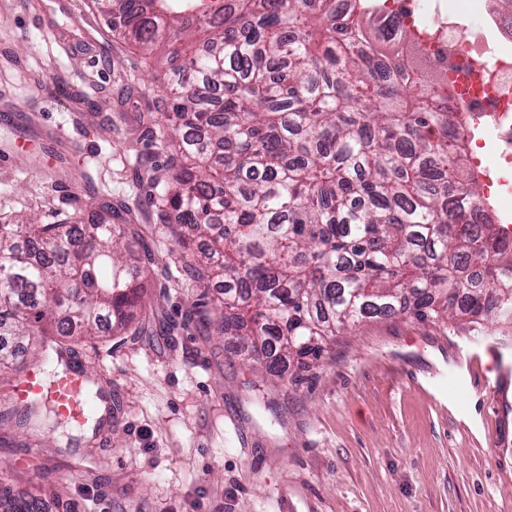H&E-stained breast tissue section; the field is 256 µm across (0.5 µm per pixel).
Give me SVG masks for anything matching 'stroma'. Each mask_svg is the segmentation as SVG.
I'll return each mask as SVG.
<instances>
[{
  "instance_id": "35a3bbf8",
  "label": "stroma",
  "mask_w": 512,
  "mask_h": 512,
  "mask_svg": "<svg viewBox=\"0 0 512 512\" xmlns=\"http://www.w3.org/2000/svg\"><path fill=\"white\" fill-rule=\"evenodd\" d=\"M160 72L97 0H0V224H88L122 202L157 258L150 335L108 332L72 356L101 376L111 422L12 428L0 478L48 512H512V405L464 366L491 338L511 354L512 327L370 320L276 387L201 323L219 304L183 279L134 174L164 154L147 124Z\"/></svg>"
}]
</instances>
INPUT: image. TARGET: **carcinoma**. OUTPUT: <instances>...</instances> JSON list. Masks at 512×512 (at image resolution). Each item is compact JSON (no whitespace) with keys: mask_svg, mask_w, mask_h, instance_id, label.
<instances>
[{"mask_svg":"<svg viewBox=\"0 0 512 512\" xmlns=\"http://www.w3.org/2000/svg\"><path fill=\"white\" fill-rule=\"evenodd\" d=\"M105 0L112 30L165 49L169 152L149 186L175 222L184 275L210 288L216 333L252 341L269 376L305 370L367 318L512 322V249L490 233L476 179L463 180V127L394 68L366 0ZM123 204L95 224H0V337H34L69 368L70 344L140 336L155 263L135 251ZM209 244L195 249V239ZM38 435L57 420L34 403L0 413ZM0 485V512H43Z\"/></svg>","mask_w":512,"mask_h":512,"instance_id":"1","label":"carcinoma"}]
</instances>
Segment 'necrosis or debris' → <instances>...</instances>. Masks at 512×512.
Returning a JSON list of instances; mask_svg holds the SVG:
<instances>
[{
  "label": "necrosis or debris",
  "mask_w": 512,
  "mask_h": 512,
  "mask_svg": "<svg viewBox=\"0 0 512 512\" xmlns=\"http://www.w3.org/2000/svg\"><path fill=\"white\" fill-rule=\"evenodd\" d=\"M478 14L483 30L475 33L446 0H384L380 12L410 30V38L391 42L388 55L400 64L422 60L439 109L460 110L461 91L470 92L468 126H489L494 139L491 162L473 157L472 173L493 199L512 194V10L503 0H480Z\"/></svg>",
  "instance_id": "obj_1"
}]
</instances>
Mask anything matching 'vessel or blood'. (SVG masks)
<instances>
[{
  "label": "vessel or blood",
  "mask_w": 512,
  "mask_h": 512,
  "mask_svg": "<svg viewBox=\"0 0 512 512\" xmlns=\"http://www.w3.org/2000/svg\"><path fill=\"white\" fill-rule=\"evenodd\" d=\"M84 387L83 370L77 365L48 385L43 383L37 372L30 370L17 381L15 395L22 401L36 395L43 397L59 414L79 422L84 418Z\"/></svg>",
  "instance_id": "1"
}]
</instances>
